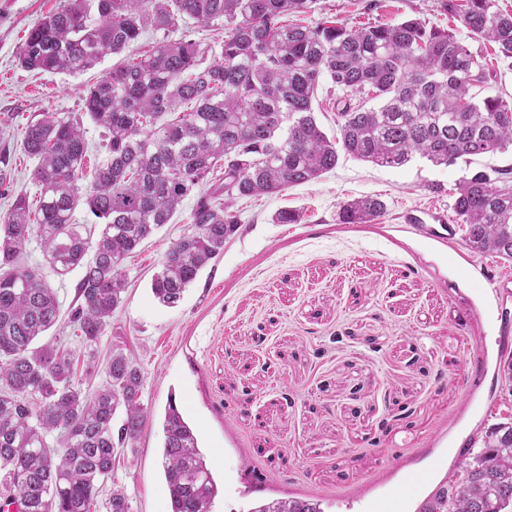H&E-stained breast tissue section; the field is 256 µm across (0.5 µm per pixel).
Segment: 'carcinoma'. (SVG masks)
<instances>
[{"instance_id": "obj_1", "label": "carcinoma", "mask_w": 512, "mask_h": 512, "mask_svg": "<svg viewBox=\"0 0 512 512\" xmlns=\"http://www.w3.org/2000/svg\"><path fill=\"white\" fill-rule=\"evenodd\" d=\"M316 0H67L27 34L20 65L80 73L122 52L147 29L164 37L102 75L83 109L106 137L94 185L78 184L87 147L82 120L46 112L27 124L23 148L37 160L39 205L19 197L0 213V512H92L112 479L114 449L132 446L149 416L140 403L142 371L112 350L106 381L93 396L77 379L71 351L33 346L59 318L60 303L40 268L17 270L31 237L50 270L79 268L70 323L88 359L122 301L124 260L170 223L190 195L194 230L176 239L154 274L159 304L176 306L199 273L240 229V198L279 195L333 170L339 152L380 167L420 155L435 165L512 146V99L492 93L483 56L465 41L418 19L349 28L321 21L288 25ZM473 38L497 45L512 69V12L498 0H448ZM191 19L224 25L221 52L170 38ZM326 80L351 93L372 92L377 108L344 102L341 137L322 131L312 109ZM192 104L175 122L163 117ZM512 167L479 170L457 187L454 212L475 253L512 259ZM84 206L100 224L92 240L76 229ZM385 213L376 197L339 206L344 224ZM68 448L52 460L48 438ZM163 467L171 512H212L217 483L193 429L171 400L163 418ZM465 475L448 510V479L416 512H512V421L488 427L481 448L466 449ZM104 512H131L112 484ZM249 512H323L313 497L281 498Z\"/></svg>"}]
</instances>
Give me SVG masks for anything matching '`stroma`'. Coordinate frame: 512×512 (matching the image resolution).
<instances>
[{
	"instance_id": "35a3bbf8",
	"label": "stroma",
	"mask_w": 512,
	"mask_h": 512,
	"mask_svg": "<svg viewBox=\"0 0 512 512\" xmlns=\"http://www.w3.org/2000/svg\"><path fill=\"white\" fill-rule=\"evenodd\" d=\"M64 0H0V213L17 196L37 204L26 125L45 112L76 116L88 85L161 32L82 73L22 68L28 30ZM445 0H317L288 24L336 17L352 26L419 18L460 39L468 31ZM512 167V149L445 167L414 157L400 168L341 155L335 169L279 196L237 200L241 228L181 302L166 307L150 284L170 245L191 231L193 200L122 270L127 290L83 387L95 392L118 348L142 369L150 412L112 477L132 512H170L161 466L162 418L176 401L219 488L213 512L256 501L318 496L323 512H416L449 474L477 429L512 418L497 378L512 356V298L488 280L512 281V259L471 251L463 232L442 244L402 224L420 206L453 217L455 188L479 170ZM374 196L385 214L343 224L342 202ZM283 208L297 224H276ZM79 272L49 275L62 314L51 330L84 345L68 313Z\"/></svg>"
}]
</instances>
